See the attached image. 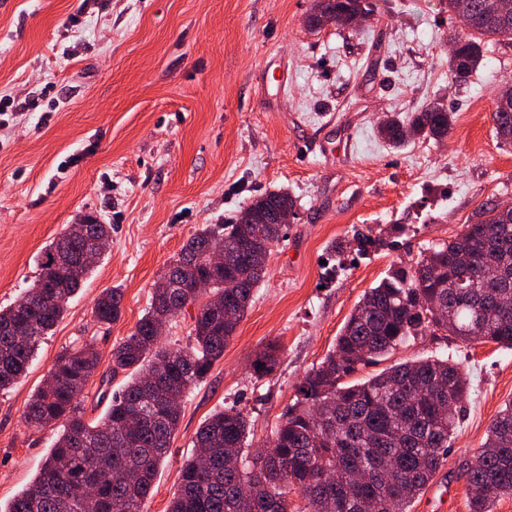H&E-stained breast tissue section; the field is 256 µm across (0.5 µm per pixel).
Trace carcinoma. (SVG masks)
I'll return each mask as SVG.
<instances>
[{
  "label": "carcinoma",
  "instance_id": "cac0c4a2",
  "mask_svg": "<svg viewBox=\"0 0 512 512\" xmlns=\"http://www.w3.org/2000/svg\"><path fill=\"white\" fill-rule=\"evenodd\" d=\"M359 6L361 0H316L314 21L339 25ZM462 10L470 18V33L460 39L464 61L448 59V70L460 80L482 64L483 39L512 38V28L488 12L486 0H448V11ZM492 119L498 138L512 144V87L498 93ZM452 122V113L433 105L408 121L390 114L378 131L401 145L404 129L441 139ZM275 209L293 214L295 200L283 190L267 192L234 222L208 225L189 237L155 282L145 315L112 347L111 374L130 378L102 417L86 418L82 406L84 389L101 366L93 340L62 351L25 410L28 425L57 429L53 448L34 480L0 512H142L180 423L174 401L224 356L266 261L287 235V224L255 223ZM111 234L110 224L68 225L46 245L25 295L0 307V392L27 372L41 338L92 271L83 259L87 248ZM216 248L224 250L221 267L207 256ZM197 279L211 282L210 293L223 295L233 316L200 297L187 300L179 284ZM504 297L512 298V210L486 204L455 238L431 244L411 266L391 267L364 292L332 353L301 380L269 450L243 452L250 433L243 412L230 408L212 415L195 434L197 454L183 464L169 512H410L448 453L467 376L447 358L393 364L361 379L354 375L427 332L512 348V306L501 303ZM122 300L119 288L103 292L94 319L118 321ZM188 301L196 307L188 343H161L157 326ZM384 466L390 469L386 480H350L354 470ZM468 485L478 489L469 512H493L500 497L512 494V400L489 424ZM293 490L303 499L295 508L288 503Z\"/></svg>",
  "mask_w": 512,
  "mask_h": 512
}]
</instances>
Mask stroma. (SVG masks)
Here are the masks:
<instances>
[{
  "label": "stroma",
  "mask_w": 512,
  "mask_h": 512,
  "mask_svg": "<svg viewBox=\"0 0 512 512\" xmlns=\"http://www.w3.org/2000/svg\"><path fill=\"white\" fill-rule=\"evenodd\" d=\"M315 0H0V306L39 273L47 242L78 215L112 239L28 374L0 392V505L37 475L55 432L24 420L57 356L93 339L102 362L145 314L164 265L205 224H224L279 188L296 201L288 238L224 348L182 403L179 428L143 512H168L197 429L232 407L259 448L332 352L364 291L453 239L482 205L512 204V145L491 119L512 86V40L487 42L465 81L448 74L446 0H363L360 26L312 27ZM281 69L286 89L264 77ZM443 105L442 140L396 148L377 135L391 112ZM405 225L403 234L391 225ZM384 246H375V239ZM123 291L119 321L100 325L103 290ZM275 347L270 372L257 355ZM449 356L470 374L448 456L411 512H469L467 471L512 399V348L442 332L400 346L390 363Z\"/></svg>",
  "instance_id": "35a3bbf8"
}]
</instances>
